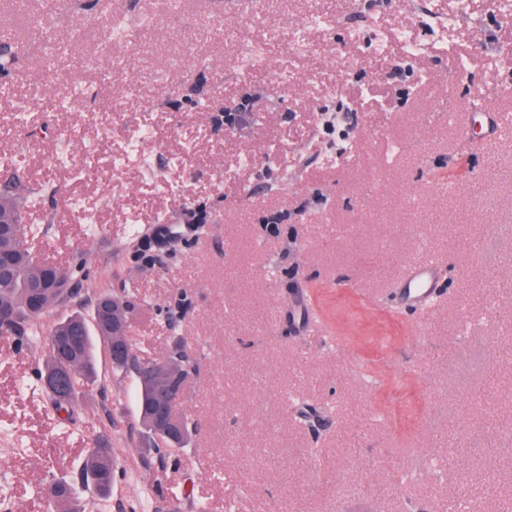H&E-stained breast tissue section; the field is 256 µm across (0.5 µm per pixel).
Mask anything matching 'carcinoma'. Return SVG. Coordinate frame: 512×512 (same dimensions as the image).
Segmentation results:
<instances>
[{
	"instance_id": "cac0c4a2",
	"label": "carcinoma",
	"mask_w": 512,
	"mask_h": 512,
	"mask_svg": "<svg viewBox=\"0 0 512 512\" xmlns=\"http://www.w3.org/2000/svg\"><path fill=\"white\" fill-rule=\"evenodd\" d=\"M23 189L20 182H14L13 191L8 195L0 194V222L22 223ZM54 268L52 264L35 266L29 255L18 253L12 269L9 284L0 288V314L10 318L16 326L26 333L37 328L39 321L51 310L58 307L67 294L52 288L44 293V309L35 315L31 312V295L34 285L41 274ZM121 321L129 323L127 302L117 303L109 293L99 294L91 318L73 315L60 320L51 330L47 344V360L45 369L69 370L67 374V399L53 400L57 413L70 414V409L76 403L83 386L95 376L94 338L103 343L107 355H112V343L116 339V330L112 323ZM113 368L120 371L132 372L138 383V408L140 416L147 418L158 411L165 416L174 415L179 420L183 431L178 433L175 441L171 442L160 437L156 451L164 458L173 453L185 450L191 443L192 437L198 431V423L175 411L169 397V386L173 382L187 384L189 376L196 370V362L191 352L180 341L161 358L142 359L128 348L125 359ZM82 474L86 481L97 487L102 495L109 494L114 474L112 449L105 442H99L93 448L82 464ZM52 512H70L68 504L75 497V489L64 478L55 480L44 490Z\"/></svg>"
}]
</instances>
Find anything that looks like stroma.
I'll list each match as a JSON object with an SVG mask.
<instances>
[{
	"label": "stroma",
	"mask_w": 512,
	"mask_h": 512,
	"mask_svg": "<svg viewBox=\"0 0 512 512\" xmlns=\"http://www.w3.org/2000/svg\"><path fill=\"white\" fill-rule=\"evenodd\" d=\"M0 0V188L74 294L0 334V500L78 481L105 512H446L512 504V7L504 0ZM65 46L31 52L30 13ZM258 43L248 57L244 45ZM442 271L425 310L395 298ZM142 356L182 337L179 463L149 447L133 373L99 355L60 424L54 324L99 292ZM455 449L442 484L430 457ZM438 267V260L427 258L406 268L400 288L397 289L403 305L416 310L426 306L437 288ZM82 474L87 482H91L93 487H97L106 496L112 486L114 474V461L112 459V449L106 448L105 442H99L98 446L93 448L82 464Z\"/></svg>",
	"instance_id": "1"
}]
</instances>
